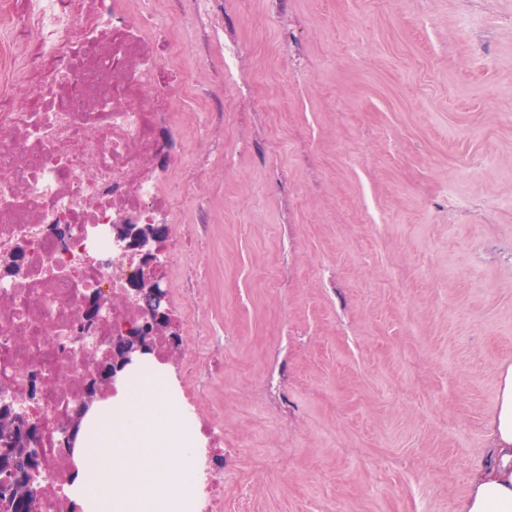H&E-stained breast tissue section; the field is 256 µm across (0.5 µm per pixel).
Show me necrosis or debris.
I'll list each match as a JSON object with an SVG mask.
<instances>
[{"label":"necrosis or debris","instance_id":"necrosis-or-debris-1","mask_svg":"<svg viewBox=\"0 0 512 512\" xmlns=\"http://www.w3.org/2000/svg\"><path fill=\"white\" fill-rule=\"evenodd\" d=\"M21 0L10 29L33 57L0 44V66L31 94L0 102V393L29 399L45 475L37 512H61L72 469L64 419L83 394L86 341L111 342L113 318L144 322L123 305L131 285L115 224H154L168 205L156 175L166 140L179 138L171 45L154 39L152 0ZM24 265L10 272L9 248ZM106 314L79 332L89 296Z\"/></svg>","mask_w":512,"mask_h":512}]
</instances>
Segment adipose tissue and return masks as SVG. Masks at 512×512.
<instances>
[{"instance_id": "obj_1", "label": "adipose tissue", "mask_w": 512, "mask_h": 512, "mask_svg": "<svg viewBox=\"0 0 512 512\" xmlns=\"http://www.w3.org/2000/svg\"><path fill=\"white\" fill-rule=\"evenodd\" d=\"M76 433L66 491L79 512H196L190 479L197 428L182 414L165 369L147 355L126 369ZM489 460L457 512H512V365L488 424Z\"/></svg>"}]
</instances>
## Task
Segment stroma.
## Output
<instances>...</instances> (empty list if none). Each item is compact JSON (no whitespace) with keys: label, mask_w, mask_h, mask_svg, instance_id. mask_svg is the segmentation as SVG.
Segmentation results:
<instances>
[{"label":"stroma","mask_w":512,"mask_h":512,"mask_svg":"<svg viewBox=\"0 0 512 512\" xmlns=\"http://www.w3.org/2000/svg\"><path fill=\"white\" fill-rule=\"evenodd\" d=\"M156 9L187 85L169 370L224 429L204 502L456 512L512 363V0Z\"/></svg>","instance_id":"35a3bbf8"}]
</instances>
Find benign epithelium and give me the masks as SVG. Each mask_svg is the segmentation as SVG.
I'll return each instance as SVG.
<instances>
[{
    "instance_id": "obj_1",
    "label": "benign epithelium",
    "mask_w": 512,
    "mask_h": 512,
    "mask_svg": "<svg viewBox=\"0 0 512 512\" xmlns=\"http://www.w3.org/2000/svg\"><path fill=\"white\" fill-rule=\"evenodd\" d=\"M164 228L163 224L111 225L115 238L124 244V248L131 253V258L136 260L138 267L144 269L130 289L127 300L130 305L144 310L149 315L150 328L137 332H120L113 337L109 348L100 355L95 348L84 352V357L91 361L90 372L87 375L88 390L79 398L76 408L66 418L64 429L67 442L70 444L74 443V428L91 406L114 386L119 373L148 354L149 336L169 337L173 349L168 355V360H175L179 349V332L167 307V293L161 287L162 276L156 258V246ZM0 432L5 435H21L23 444V448L19 450L0 448V486L10 485L23 492L30 485V478L35 476L39 469L36 464L37 456L29 448L30 439L35 437L36 430L26 415L10 411L0 415ZM18 451L22 452L27 460V466L22 471L6 463V460L15 458Z\"/></svg>"
}]
</instances>
